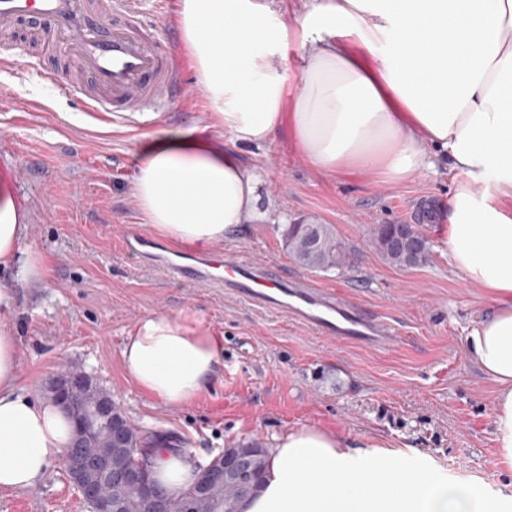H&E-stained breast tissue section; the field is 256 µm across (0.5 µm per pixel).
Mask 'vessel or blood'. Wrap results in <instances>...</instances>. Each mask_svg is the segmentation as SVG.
Wrapping results in <instances>:
<instances>
[{
    "label": "vessel or blood",
    "instance_id": "vessel-or-blood-1",
    "mask_svg": "<svg viewBox=\"0 0 512 512\" xmlns=\"http://www.w3.org/2000/svg\"><path fill=\"white\" fill-rule=\"evenodd\" d=\"M41 34L51 59L39 73L61 79L83 111L122 123L159 98L192 99L175 50V36L158 40L137 0H0V35L25 41ZM122 249L161 267L175 280L232 292L244 302L286 314L318 334L374 348L392 345L395 326L351 299L297 281L244 256L190 255L174 260L143 233L125 230Z\"/></svg>",
    "mask_w": 512,
    "mask_h": 512
}]
</instances>
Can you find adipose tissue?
<instances>
[{"instance_id":"ef3b65f1","label":"adipose tissue","mask_w":512,"mask_h":512,"mask_svg":"<svg viewBox=\"0 0 512 512\" xmlns=\"http://www.w3.org/2000/svg\"><path fill=\"white\" fill-rule=\"evenodd\" d=\"M177 26L218 133L172 128L138 144L133 192L146 223L205 249L263 220L261 177L240 150L281 136L324 174L387 186L443 161L454 175L444 211L452 265L491 302L466 346L498 385L495 443L512 472V0H315L289 18L272 0H178ZM19 217L0 189V272L36 285L47 270L22 251ZM16 305L1 288L0 490L36 485L73 433L55 403L17 385ZM121 355L143 392L179 407L210 386L224 344L195 313L150 314ZM151 460L171 491L198 471L186 451L159 446ZM423 471L295 428L277 438L266 488L246 512H512L511 500Z\"/></svg>"}]
</instances>
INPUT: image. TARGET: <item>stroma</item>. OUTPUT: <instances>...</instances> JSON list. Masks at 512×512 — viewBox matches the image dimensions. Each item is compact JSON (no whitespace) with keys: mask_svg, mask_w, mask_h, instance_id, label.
<instances>
[{"mask_svg":"<svg viewBox=\"0 0 512 512\" xmlns=\"http://www.w3.org/2000/svg\"><path fill=\"white\" fill-rule=\"evenodd\" d=\"M211 106L155 100L132 121L108 125L36 71L0 68V176L30 212L23 249L48 270L15 289L18 385L47 397L65 367L92 373L153 446L197 452L210 462L227 448L315 427L351 446L414 449L441 477L512 496L494 440L497 384L466 351L471 327L489 311L483 289L455 271L443 220L424 225L427 262L388 264L377 250L378 225L413 221L426 204L442 209L453 188L445 165L383 188L313 168L278 138L246 147L243 161L262 175L261 204L271 220L246 224L217 249L242 253L315 287L347 296L399 329L387 349L317 335L284 315L254 308L231 293L170 282L159 268L120 247L121 226L148 233L133 193L136 145L169 128H203ZM309 218L334 225L353 252L343 273L302 268L288 256L283 223ZM193 311L224 341V364L210 386L181 407L141 391L124 370L121 350L137 319ZM0 512H89L54 459L35 486L0 490Z\"/></svg>","mask_w":512,"mask_h":512,"instance_id":"35a3bbf8","label":"stroma"}]
</instances>
